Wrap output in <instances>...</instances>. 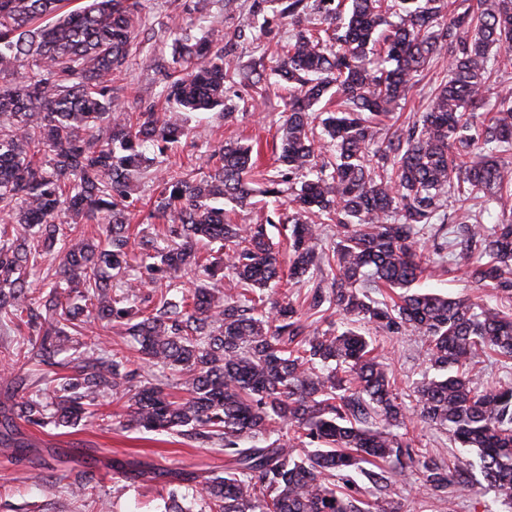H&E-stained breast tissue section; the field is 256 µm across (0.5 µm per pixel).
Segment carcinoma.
Returning <instances> with one entry per match:
<instances>
[{"label": "carcinoma", "instance_id": "obj_1", "mask_svg": "<svg viewBox=\"0 0 512 512\" xmlns=\"http://www.w3.org/2000/svg\"><path fill=\"white\" fill-rule=\"evenodd\" d=\"M70 2L0 0V326L36 337L10 367L44 384L15 394L0 440L16 444L18 419L64 426L124 399L138 429L224 448V474L168 490V512H400L391 476L409 472L433 495L467 488L476 469L512 504V379L475 381L481 355L512 360V316L413 289L454 265L471 287L512 298V216L483 223L512 198V93L487 107L491 74L512 70V0H252L261 31L272 2L292 27L275 50L274 74L288 84L276 173L229 141L197 171L158 179L149 218L174 246L138 243L149 278L121 299L112 277L138 245L129 208L155 163L149 153L190 135L179 112L222 106L233 118L232 84L263 98L265 75L209 32L181 36L165 86L174 111L133 119L112 81L145 26L143 0ZM441 55L448 70L424 112L381 136ZM332 87L336 109L319 135L313 106ZM256 191L288 207L279 220L291 224L288 281L310 288L301 300L273 296L282 266L266 225L224 218V206L244 208ZM81 224L101 225L102 238L89 241ZM329 224L336 243L326 252ZM432 236L442 239L433 254L423 245ZM200 240L221 255L198 251ZM46 261L58 263L56 280L35 297ZM145 283L157 302L139 297ZM326 303L343 321L314 318ZM365 325L425 339L413 408ZM113 331L141 365L175 372L186 397L101 346ZM71 336L85 350L69 372H50ZM418 422L477 460L425 458L409 431ZM356 475L383 497L365 499Z\"/></svg>", "mask_w": 512, "mask_h": 512}]
</instances>
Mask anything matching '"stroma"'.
I'll list each match as a JSON object with an SVG mask.
<instances>
[{
    "label": "stroma",
    "mask_w": 512,
    "mask_h": 512,
    "mask_svg": "<svg viewBox=\"0 0 512 512\" xmlns=\"http://www.w3.org/2000/svg\"><path fill=\"white\" fill-rule=\"evenodd\" d=\"M145 13L148 29L137 38L114 82L134 112L146 108L160 114L166 111L163 90L175 37H198L209 30L229 34L235 59L249 64L291 34L284 20L259 32L247 8L228 13L221 0H147ZM251 95V89L241 85L228 91V103L236 109L235 119L229 122L214 110L189 115L192 133L172 146L169 159L180 161L182 172L187 173L197 168L213 146L238 139L259 143L262 168L274 170L272 148L284 110L281 92L271 89L268 99L256 103ZM374 339L401 387L421 379L426 365L420 337L378 332ZM18 436L26 444L24 450L0 446V512H165L156 482L116 475L113 462L120 460L134 469L159 467L188 474L199 486L224 469L220 446L177 434L124 428L97 416L66 427L22 423ZM49 483L54 484V491H46ZM397 487L402 512H506L494 492L480 484L452 496L423 494L411 476L398 477Z\"/></svg>",
    "instance_id": "35a3bbf8"
}]
</instances>
